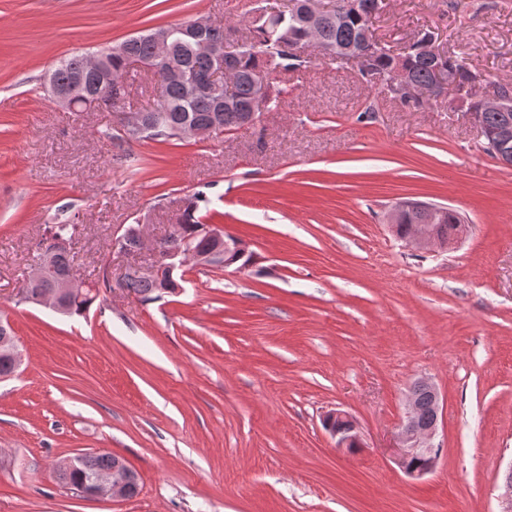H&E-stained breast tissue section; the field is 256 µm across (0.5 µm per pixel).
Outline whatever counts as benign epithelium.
I'll list each match as a JSON object with an SVG mask.
<instances>
[{"instance_id": "obj_1", "label": "benign epithelium", "mask_w": 512, "mask_h": 512, "mask_svg": "<svg viewBox=\"0 0 512 512\" xmlns=\"http://www.w3.org/2000/svg\"><path fill=\"white\" fill-rule=\"evenodd\" d=\"M302 9L305 17L308 40L299 44L294 40L285 37L280 42L281 50L301 60L309 59L308 51L314 47L319 54L333 51L312 36L317 23L324 17L333 16L336 13V2L324 5L321 0H307L302 3L300 0H288L285 7L280 10H267L269 19L289 10L297 11ZM374 15L364 18L362 37L357 47L351 48L349 54L351 60L358 63L361 70L366 74L372 73L370 56L365 50L372 33L371 24ZM223 22L212 19H194L189 24L175 31L169 28L160 29L150 35V39L156 47V55L151 58H141L128 52L127 46L108 47L97 54L99 67H106L112 55L119 53L125 59L129 68L144 70L148 73L163 71L171 79L181 83L184 94L188 99L208 98L215 104L218 112L236 108V81L233 78V62L237 58L241 47L246 44L243 38L226 39L224 41H213L208 37V32ZM181 34L195 41L196 52L212 60V67L208 73L200 77L187 67H174L170 64V41L175 34ZM278 73H260L255 80L256 95L251 102L241 109L242 126H252L260 118L264 111V93L268 84L277 81ZM485 81V76L477 73L469 79H463L459 75L449 72L445 68L435 70L434 80L431 85L422 89L412 96L408 95L410 90L409 73L402 66H397L391 80L392 96L404 101L412 99L418 104H425L434 97L448 94V105L460 112H468L472 122L479 128L484 127L483 114L473 110H467L468 103L478 100L477 89ZM128 94L127 84L115 81L109 88L94 95L82 96L77 90H52V102L67 110H76V100L83 98L87 109H101L122 105ZM489 148L493 157L501 164L512 165V123L506 122L490 135ZM419 216L420 225L407 240L409 247L417 251H431L435 248H443L448 243L458 241L463 233L462 225H456L455 229L448 233V241L440 240L426 225L436 221V215L441 213V206L433 203L406 201L402 202L388 211L386 223L397 224L406 214ZM203 232L212 236L215 240L224 244V251L234 252L245 256L249 252L250 245L247 241L236 238L229 240L224 237L227 228L223 225L205 224ZM158 240L147 243L146 225L136 224L124 228L122 234H113L112 248L118 249L124 255H131L139 252L145 247H151L152 258L143 264H131L128 266L126 275L137 277L143 280H152L159 287L164 288L174 275L183 268L182 255L187 243H182L177 250H167L160 253L157 248ZM50 266V255L41 250L30 262L26 275V288L35 294L36 303L45 306L57 313H64L68 309V303L76 294L77 289L86 288L95 291V285L91 282L81 281L76 274L71 272L66 276L56 279L50 289H45V278ZM420 383L427 387L433 399V422L421 426L417 422L419 407L414 395L407 396V408L404 417L399 423V446L396 452V463L398 467L412 478H421L431 473L439 460L441 448L436 444L435 437L438 429V421L441 415L439 393L435 386L427 380H420ZM327 421V432L336 439V447L353 453L363 447L360 431L354 419L344 412H330L325 416ZM127 475L128 470L124 466H116L111 471L99 477L93 485V489H77V495L88 499H103L112 497L114 499L127 498Z\"/></svg>"}]
</instances>
